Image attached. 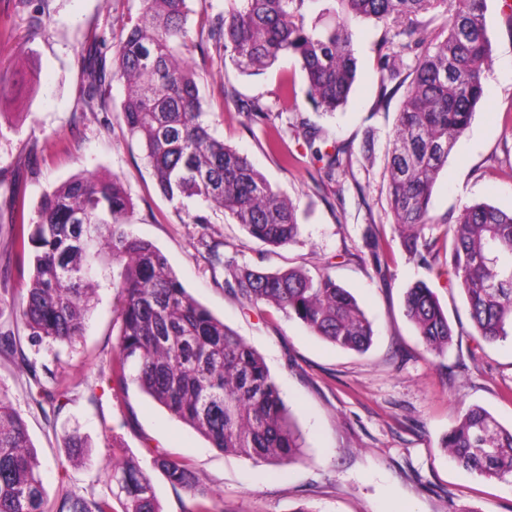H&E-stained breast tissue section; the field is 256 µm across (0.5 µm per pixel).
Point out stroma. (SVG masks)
Masks as SVG:
<instances>
[{
  "label": "stroma",
  "mask_w": 512,
  "mask_h": 512,
  "mask_svg": "<svg viewBox=\"0 0 512 512\" xmlns=\"http://www.w3.org/2000/svg\"><path fill=\"white\" fill-rule=\"evenodd\" d=\"M192 7L184 56L203 70L200 92L218 116L215 133L293 200L299 242L265 245L219 209L211 210L208 231L187 223L128 138L123 87L113 84L107 110L83 95L87 47L96 42L111 54L123 27L139 16L141 0H0V216L9 215V194L24 200L32 220L40 199L71 177L119 176L134 203L131 231L164 252L188 292L261 355L303 448L287 466L217 451L135 386L123 390L111 381L118 340L111 269L98 273L94 307L74 346L32 342L13 314L28 278L0 242V272L10 277L0 288V317L16 332L13 350L0 352V390L28 426L48 512H57L71 491L108 498L112 512H122L121 498L101 475L115 454L149 472L161 512H193L191 492L152 470V457L162 450L191 464L211 512H512V480L474 476L442 446L473 406L512 426V340L476 344L463 295L442 273L444 257L428 269L401 245L382 174L403 97L379 99L381 29L369 22L358 27L356 80L335 115L315 112L304 81L296 83V112L327 130L349 156L331 182L319 174L303 138L288 130L295 112L282 111L275 96L280 73L295 70L294 61L240 74L208 36V21L223 12L224 0H194ZM486 22L493 62L484 98L439 174L423 230L441 244L464 206L485 202L512 210V0H487ZM228 86L238 100L259 97L281 111L280 153L268 151L267 127H246L235 104H225ZM370 231L388 252L383 279L365 242ZM212 245L238 266L328 272L371 320V347L341 350L283 312L228 293L224 269L207 260ZM418 280L432 288L456 331L441 356L427 349L404 314V293ZM42 383L63 392L62 408L38 406ZM73 428L87 442L79 464L68 462L63 441Z\"/></svg>",
  "instance_id": "obj_1"
}]
</instances>
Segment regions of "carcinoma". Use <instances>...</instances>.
I'll return each mask as SVG.
<instances>
[{
  "label": "carcinoma",
  "instance_id": "carcinoma-1",
  "mask_svg": "<svg viewBox=\"0 0 512 512\" xmlns=\"http://www.w3.org/2000/svg\"><path fill=\"white\" fill-rule=\"evenodd\" d=\"M191 0H142L112 56L97 46L85 55L84 93L106 100L111 84L124 86L127 133L169 200L196 199L274 248L298 241L293 201L273 189L251 160L211 131L200 95V73L182 48L189 38ZM454 5L447 24L424 36L422 16ZM487 0H225L209 21V36L241 74H258L288 57L299 66L313 107L342 109L356 77L354 38L366 21L382 26L377 56L382 76L396 80L414 55L412 79L386 149L384 178L393 224L410 257L431 266L422 230L429 223L433 187L484 95L491 63ZM294 75L278 86L282 110L296 105ZM233 101L247 124L274 125L256 98ZM332 178L343 167L341 148L322 149L327 132L296 115L293 124ZM134 204L117 176L73 177L46 195L37 220H26L24 200L12 199L7 246L32 269L20 317L37 341L71 345L81 338L96 293L99 269L112 267L118 342L112 373L135 384L172 416L221 452L257 463L297 460L301 436L262 357L184 287L167 257L129 230ZM450 234L449 265L465 297L475 336L487 344L512 339V210L488 203L464 207ZM224 288L252 305L274 307L336 347L363 353L373 340L356 298L327 273L302 268L265 271L224 263ZM404 313L428 349L443 354L455 330L422 280L407 289ZM443 447L464 470L485 479L512 477V427L481 407L468 409ZM153 468L196 496V512H210L208 491L191 465L158 453ZM103 478L124 495L123 512H160L150 475L131 461L112 459ZM0 512H47L40 463L21 416L0 392ZM59 512H111L107 498L66 497Z\"/></svg>",
  "mask_w": 512,
  "mask_h": 512
}]
</instances>
